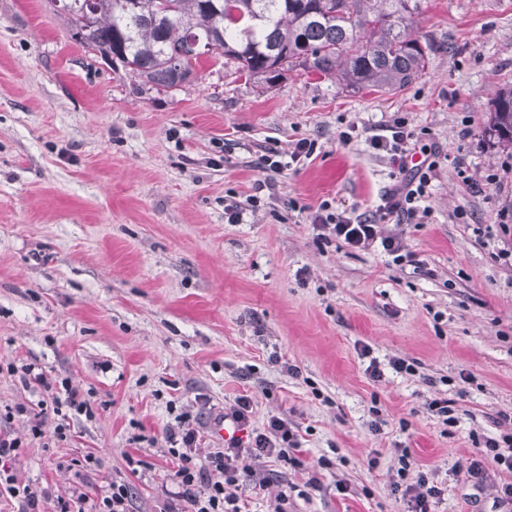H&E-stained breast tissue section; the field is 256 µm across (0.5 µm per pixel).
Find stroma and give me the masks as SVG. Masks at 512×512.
<instances>
[{"mask_svg": "<svg viewBox=\"0 0 512 512\" xmlns=\"http://www.w3.org/2000/svg\"><path fill=\"white\" fill-rule=\"evenodd\" d=\"M412 26L438 49L396 93L298 68L261 85L210 57L158 90L82 48L53 0H0V361L69 379L94 411L56 440L43 389L0 372V435L21 441L11 469L43 512L61 499L90 512L114 481L131 486V512H159L167 425L197 415L202 450L223 447L211 423L242 395L255 426L288 418L300 442L296 459L259 464L267 486L244 483L247 512H274L281 493L287 512H406L390 482L401 448L443 489L432 512H512V472L469 471L512 417V265L498 257L512 148L485 133L512 88V0H425ZM399 116L440 152L431 216L398 227L408 262L310 219L326 200L365 211L390 185L368 140ZM301 138L314 155L226 223L225 205L265 177L259 156ZM394 357L415 374L389 369Z\"/></svg>", "mask_w": 512, "mask_h": 512, "instance_id": "stroma-1", "label": "stroma"}]
</instances>
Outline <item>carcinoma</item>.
<instances>
[{
	"label": "carcinoma",
	"mask_w": 512,
	"mask_h": 512,
	"mask_svg": "<svg viewBox=\"0 0 512 512\" xmlns=\"http://www.w3.org/2000/svg\"><path fill=\"white\" fill-rule=\"evenodd\" d=\"M423 0H70L77 42L157 88L193 79L210 55L257 81L300 67L353 90L397 92L423 74L435 51L410 26ZM512 147V90L486 123Z\"/></svg>",
	"instance_id": "obj_1"
}]
</instances>
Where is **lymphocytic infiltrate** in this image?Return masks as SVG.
I'll return each instance as SVG.
<instances>
[{
  "label": "lymphocytic infiltrate",
  "mask_w": 512,
  "mask_h": 512,
  "mask_svg": "<svg viewBox=\"0 0 512 512\" xmlns=\"http://www.w3.org/2000/svg\"><path fill=\"white\" fill-rule=\"evenodd\" d=\"M370 146L383 152L391 167L393 184L378 198L369 213L353 209H338L330 202H322L312 214L311 222L319 229L342 240L347 246L359 249H382L399 255L405 246L398 234L387 232L390 224H410L427 218L431 212L428 200L430 186L439 167V152L420 144L418 134L410 128L406 118L398 117L386 125L384 133L373 135ZM421 153V165L409 166L408 159ZM25 382L42 386L52 402L57 417L53 434L65 440L70 429V418L89 412L90 401L68 380L59 385L48 383L44 373L34 365L22 368ZM239 428L249 429L247 441L234 440L223 450L210 453L205 464H198L199 431L197 420L189 414L175 416L166 431L170 445L169 454L177 468L172 481L177 490L164 506L163 512H243L238 489L241 483L254 480V465L261 459L276 456L285 458L299 449L291 422L282 417H271L263 429L251 428L253 401L243 395L223 413ZM409 451L398 457V468L392 477L393 492L402 493L411 503L410 512H430L432 500L440 498L442 490L430 481L425 472H412ZM415 474V481H408V474Z\"/></svg>",
  "instance_id": "obj_1"
}]
</instances>
